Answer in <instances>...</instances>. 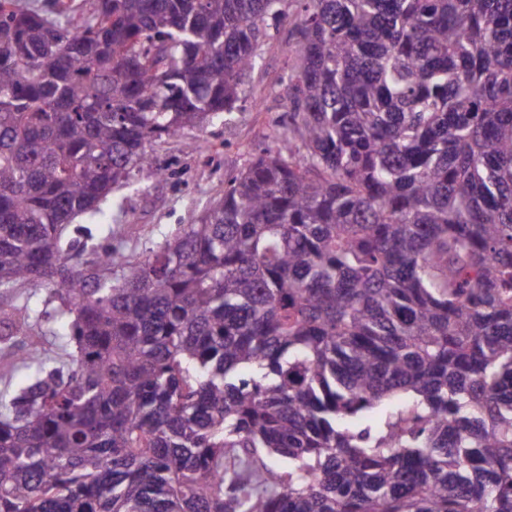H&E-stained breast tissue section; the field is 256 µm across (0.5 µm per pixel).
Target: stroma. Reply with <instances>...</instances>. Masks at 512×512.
Masks as SVG:
<instances>
[{
    "label": "stroma",
    "mask_w": 512,
    "mask_h": 512,
    "mask_svg": "<svg viewBox=\"0 0 512 512\" xmlns=\"http://www.w3.org/2000/svg\"><path fill=\"white\" fill-rule=\"evenodd\" d=\"M288 19L273 30L245 77V94L235 110L214 118L203 128L154 143L149 165L136 169L128 186L113 190L104 210L122 203L124 215L114 232L101 229L96 220L83 216L68 229L74 263L94 259L96 253L113 250L124 257L146 258L185 225L198 223L202 214L224 195L225 183L248 159L267 147V129L288 122V99L283 79L296 50L294 15L299 0H286ZM212 143L211 151L189 150L195 140ZM88 249H81V242Z\"/></svg>",
    "instance_id": "1"
}]
</instances>
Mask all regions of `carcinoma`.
<instances>
[{
	"mask_svg": "<svg viewBox=\"0 0 512 512\" xmlns=\"http://www.w3.org/2000/svg\"><path fill=\"white\" fill-rule=\"evenodd\" d=\"M71 2L0 0V288L58 300L0 307V512H512V0H300L288 129L116 277L67 226L285 0ZM35 294V289L31 288L30 286H17L14 288L13 292L1 294L0 290V306L7 307L13 302H15L16 297H31ZM32 301H37L39 303V306L42 307L45 302L48 303V310H52L56 305L57 302L54 301L53 298L50 297L49 293L45 290H37L36 295L32 298Z\"/></svg>",
	"mask_w": 512,
	"mask_h": 512,
	"instance_id": "carcinoma-1",
	"label": "carcinoma"
}]
</instances>
